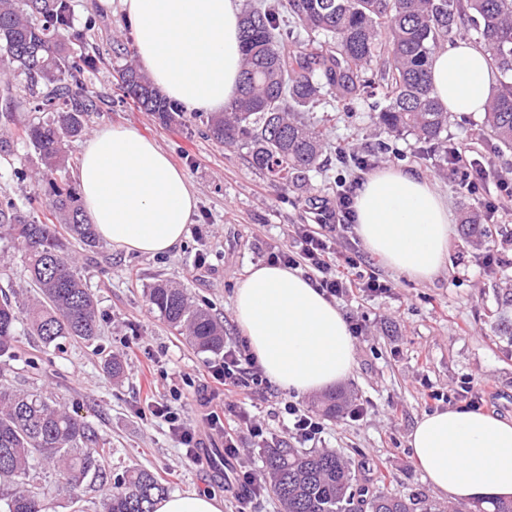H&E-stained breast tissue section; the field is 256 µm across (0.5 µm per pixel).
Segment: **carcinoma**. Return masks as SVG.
<instances>
[{
    "label": "carcinoma",
    "mask_w": 512,
    "mask_h": 512,
    "mask_svg": "<svg viewBox=\"0 0 512 512\" xmlns=\"http://www.w3.org/2000/svg\"><path fill=\"white\" fill-rule=\"evenodd\" d=\"M465 29L484 47L502 80L483 114L479 135L512 150V0H283L281 8L252 6L242 18V72L236 98L206 121L226 146L248 150L253 165L295 183L317 168L325 129L305 113L327 95L371 104L373 119L393 136L412 135L448 165L452 119L434 94L429 60L445 38ZM88 29L73 22L71 0H0V52L7 67L25 78L24 92L42 121L23 124L19 137L33 147L48 186L41 206L46 224L25 214L10 197L0 199V229L24 253L33 297L0 301V373L15 353L18 326L45 347L89 342L98 335V310L69 254L70 240L93 249L99 240L72 189L65 187L67 147L95 110L82 77L98 68L87 49ZM377 71L378 81L367 78ZM120 89L136 107L168 126L181 108L154 87L134 63L118 71ZM468 236L490 237L480 218L462 219ZM148 303L200 352L224 349V328L191 302L187 290L164 282L148 289ZM346 397L318 403L328 417L343 411ZM112 449L91 425L51 398L0 383V479L9 483L7 512H48L27 483L40 463L53 467L56 490L75 497L107 478ZM269 491L282 512H416L402 497L364 496L351 465L332 450L269 448L264 451ZM168 487L144 468L125 472L103 500V512H153ZM452 512H512L511 499L492 498Z\"/></svg>",
    "instance_id": "1"
}]
</instances>
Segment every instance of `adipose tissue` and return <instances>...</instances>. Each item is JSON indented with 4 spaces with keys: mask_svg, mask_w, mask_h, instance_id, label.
<instances>
[{
    "mask_svg": "<svg viewBox=\"0 0 512 512\" xmlns=\"http://www.w3.org/2000/svg\"><path fill=\"white\" fill-rule=\"evenodd\" d=\"M137 55L154 85L189 112H220L237 95L240 0H120ZM431 81L452 115L483 114L497 72L484 49L458 35L438 48ZM82 207L113 248L160 255L178 247L197 207L183 170L152 140L122 125L87 138L76 171ZM355 230L388 267L434 279L448 255L452 216L427 177L386 165L354 204ZM233 314L265 377L299 396L346 379L354 344L342 313L299 270L260 262L238 283ZM414 463L449 500L512 496V420L468 409L423 415L408 437ZM206 491L172 493L154 512H223Z\"/></svg>",
    "mask_w": 512,
    "mask_h": 512,
    "instance_id": "1",
    "label": "adipose tissue"
}]
</instances>
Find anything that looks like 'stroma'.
<instances>
[{"label":"stroma","mask_w":512,"mask_h":512,"mask_svg":"<svg viewBox=\"0 0 512 512\" xmlns=\"http://www.w3.org/2000/svg\"><path fill=\"white\" fill-rule=\"evenodd\" d=\"M72 5L75 25L88 28L89 43L100 59L98 70L84 81L85 94L96 105L86 118L87 131L119 124L153 139L185 172L198 205L191 229L169 253H126L104 241L91 250L74 247L78 271L97 299L99 334L94 341H66L55 349L18 334L17 356L0 380L17 390L50 396L78 412L112 447L107 482L84 486L78 499L58 495L54 470L47 464L31 474V490L45 498L51 512H100L108 481L127 469L146 468L157 473L170 492L210 491L231 512L238 490L237 461L225 459L220 474L184 461V448L149 406L155 400L189 421L200 420L205 411L203 376L222 356L193 350L151 310L146 293L160 281L186 288L194 302L206 305L223 324L225 346H233L243 337L233 315V295L248 266L291 243L297 225L319 228L341 182L358 175L356 158L365 157L429 178L448 200L453 232L444 268L426 282L396 273L365 251L355 230L336 238L337 251L361 250L364 270L390 289L337 303L342 315L361 325L362 333L353 339V370L335 389L350 403L364 404L367 414L358 422L341 415L323 418L316 446L347 459L368 493L413 498L439 512L448 501L413 462L408 446L417 420L438 409L468 407L476 399L481 411L512 419V338L496 328L512 285V210L503 209L492 238L465 237L461 220L465 213L477 211L474 196L452 172L434 167L414 137L387 139L360 101L333 98L315 108L313 119L334 117L320 169L310 172L300 186L274 180L252 164L246 150L208 137L207 113L184 112V125L166 127L125 99L115 70L134 59L135 46L118 0H72ZM480 122L471 114L452 118L450 141L490 155L499 173L512 176V151L491 153L478 137ZM383 139L389 140L390 153H378ZM20 164L32 174L37 157L8 134L0 117V195L43 219L42 207L29 202L38 190L34 179L21 181L13 175ZM490 249L498 251L503 262L487 269L482 258ZM108 355L123 359V377L115 379L103 371L101 360ZM292 400L304 409L312 402L308 396L290 398L274 386L249 404L264 427L262 437L243 439L244 457L256 472L264 470V449L296 446L284 411Z\"/></svg>","instance_id":"35a3bbf8"}]
</instances>
